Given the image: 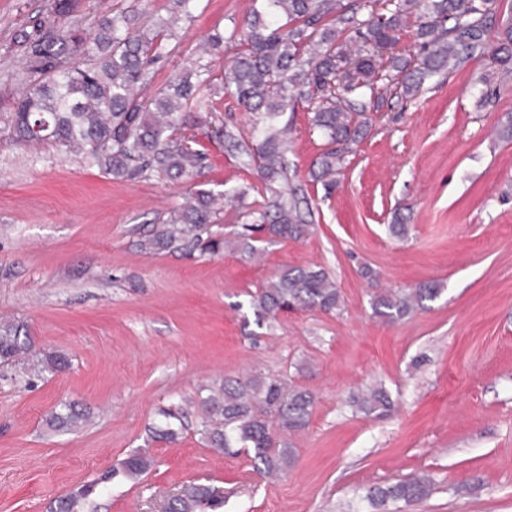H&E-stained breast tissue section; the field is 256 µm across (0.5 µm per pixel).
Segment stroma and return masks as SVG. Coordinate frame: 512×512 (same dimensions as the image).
<instances>
[{
  "label": "stroma",
  "mask_w": 512,
  "mask_h": 512,
  "mask_svg": "<svg viewBox=\"0 0 512 512\" xmlns=\"http://www.w3.org/2000/svg\"><path fill=\"white\" fill-rule=\"evenodd\" d=\"M251 8L200 0L154 64L155 85ZM44 12V0H0V113L26 83L17 37ZM485 73L488 86H476ZM509 113L512 76L475 56L414 99L387 97L327 190L310 177L327 140L311 128L312 105L296 103L290 183L311 231L266 245L258 261L141 252L187 185L115 179L50 147L13 145L0 126V318L22 323L33 351L72 361L31 385L0 367V512H49L145 446L160 407L247 374L284 376L315 396L287 475L271 481L246 455H215L190 414L182 439L149 447L151 471L96 496L97 512H155L189 482L219 488L224 512H367L369 490L416 474L431 477L430 495L388 512H512V141L498 135ZM199 146L211 162L204 188L245 187L258 200L255 170L213 139ZM398 217L403 238L388 230ZM310 265L335 280L341 311L293 310L258 326L249 293ZM430 281L440 292L423 309L394 324L373 317L378 291ZM376 382L393 410L352 414L349 394ZM63 403L90 411L78 433L47 430Z\"/></svg>",
  "instance_id": "stroma-1"
}]
</instances>
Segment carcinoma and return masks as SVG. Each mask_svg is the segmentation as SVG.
Returning <instances> with one entry per match:
<instances>
[{"instance_id":"1","label":"carcinoma","mask_w":512,"mask_h":512,"mask_svg":"<svg viewBox=\"0 0 512 512\" xmlns=\"http://www.w3.org/2000/svg\"><path fill=\"white\" fill-rule=\"evenodd\" d=\"M198 0H170V16L146 24L134 10H104L93 32L79 24L64 30L56 19L77 10L78 0H47L45 16L20 35L29 80L0 122L20 146L46 144L61 155L76 154L114 178L192 180L208 167V154L197 148V132L208 127L225 147L255 168L263 188L260 207L246 211L249 222L216 234L212 224L219 200H244L245 188L216 193L197 189L170 212L161 228L138 243L145 253L219 254L229 248L243 256L261 252L258 242L302 239L310 225L288 177V125L281 116L305 99L315 105L314 128L335 147L326 150L313 179L336 185L345 147L367 134L369 112L384 94L400 99L416 96L425 81L466 63L477 54L491 58L497 71L512 74V24L489 39L494 0H388L347 7L342 0H254L245 30L217 31L207 38L209 51L231 54L223 85L211 77V61L203 57L164 86L149 91L151 65L166 54L177 37V24L192 17ZM416 23L418 52L389 55L401 32ZM348 28L361 39L351 51L342 42ZM227 90L248 112L263 117V127L244 140L235 129L212 118V97ZM433 283L384 290L371 300L374 317L396 323L434 299ZM342 297L331 275L317 265L291 267L250 296L256 324L272 325L288 310L341 309ZM20 365L27 376L62 372L69 358L58 352L31 354L29 336L14 321L0 320V364ZM197 432L224 455L246 454L253 470L269 477L288 472L298 460L290 436L310 423L313 394L286 378L226 377L197 394ZM352 412L382 417L393 402L383 384L352 393ZM147 428L149 443H174L183 428V408L159 411ZM88 413L63 404L45 419L53 432L81 429ZM154 464L140 448L95 481L73 488L49 506L50 512H87L100 484L119 476L134 480ZM422 474L386 489L371 491L373 505L387 500L406 503L431 493ZM222 508L214 489L204 483L182 486L164 505V512H217Z\"/></svg>"}]
</instances>
